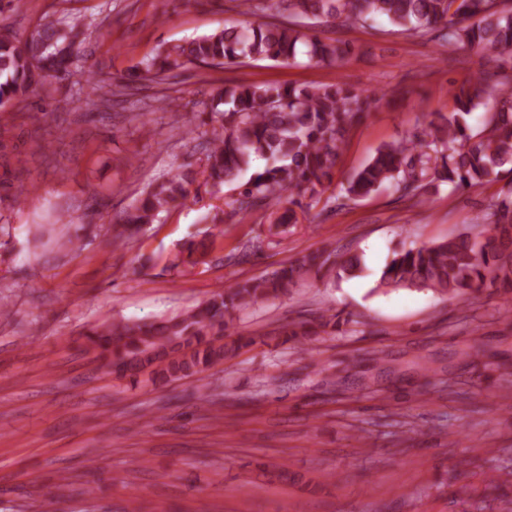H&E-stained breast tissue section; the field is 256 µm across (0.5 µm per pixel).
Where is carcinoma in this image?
<instances>
[{
  "mask_svg": "<svg viewBox=\"0 0 512 512\" xmlns=\"http://www.w3.org/2000/svg\"><path fill=\"white\" fill-rule=\"evenodd\" d=\"M284 2L289 16L286 23L255 21L173 45L144 57L133 76L153 80L189 64L220 67L241 57L287 64L296 59L301 47L311 62L342 65L350 48L304 33L309 20L364 25L383 19L418 36L440 29L450 46L495 55L502 71L480 70L450 89L452 112L441 117L438 125L381 146L348 181L347 196L366 198L390 187L419 204L431 193L432 171L453 190L465 191L481 186L496 168L512 162V74L503 71L512 63V8L504 6L505 0ZM80 35L77 25L67 28L47 16L23 42L12 31L0 29V112L35 85L67 72ZM374 100L375 94L357 91L341 81L219 88L212 95L211 112L220 125L210 132L197 174L213 189L238 184V210L264 205L274 223H295L293 206L300 205L295 194L320 198L331 183L341 146ZM489 104L492 112L478 129H471L465 116ZM254 156L265 158L267 165L239 182ZM194 180L177 172L149 186L115 227L114 239L124 242L157 221L187 198V186ZM285 207L286 218L278 215ZM476 222L488 227L489 234L482 239L462 233L430 247L395 253L377 287L463 296L488 283L512 291V186L491 198ZM327 262L320 253L304 254L269 277L238 282L158 324L106 325L90 335L89 347L103 362L116 361L126 372H140L156 363L171 376L198 373L253 343L241 336L226 340L237 312L287 292L310 273L320 272Z\"/></svg>",
  "mask_w": 512,
  "mask_h": 512,
  "instance_id": "obj_1",
  "label": "carcinoma"
}]
</instances>
